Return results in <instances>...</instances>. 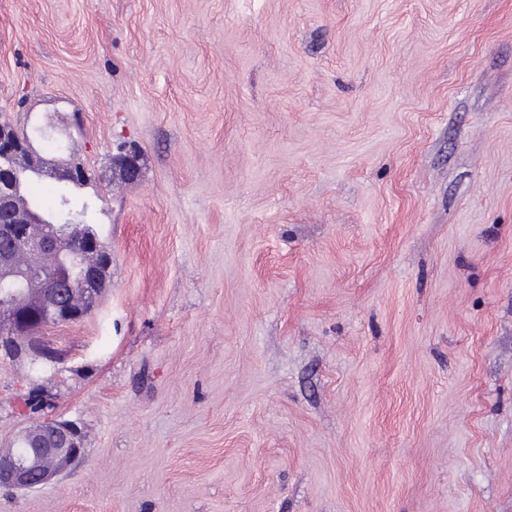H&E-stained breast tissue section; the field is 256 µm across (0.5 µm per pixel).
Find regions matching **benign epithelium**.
Segmentation results:
<instances>
[{"instance_id": "benign-epithelium-1", "label": "benign epithelium", "mask_w": 512, "mask_h": 512, "mask_svg": "<svg viewBox=\"0 0 512 512\" xmlns=\"http://www.w3.org/2000/svg\"><path fill=\"white\" fill-rule=\"evenodd\" d=\"M27 167L41 173L42 163L29 137L15 127L0 123V282L28 280L34 287L46 283L40 308L20 309L13 298H0V345L55 359L41 337L31 335L42 317L75 321L91 314L100 294L97 266L84 260L94 248L92 237L84 239L81 250L63 246L67 234L59 227L47 232V219L23 205L19 170ZM82 269L83 291L71 288L70 270ZM80 428L71 421L47 419L37 428L19 433L6 448H0V487L27 492L49 484L84 456Z\"/></svg>"}]
</instances>
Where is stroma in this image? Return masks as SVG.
I'll use <instances>...</instances> for the list:
<instances>
[{"instance_id":"stroma-1","label":"stroma","mask_w":512,"mask_h":512,"mask_svg":"<svg viewBox=\"0 0 512 512\" xmlns=\"http://www.w3.org/2000/svg\"><path fill=\"white\" fill-rule=\"evenodd\" d=\"M0 117L112 251L0 512H512V0H0ZM83 448L75 423L46 419L19 433L8 448H0V487L27 492L52 483L83 458Z\"/></svg>"}]
</instances>
